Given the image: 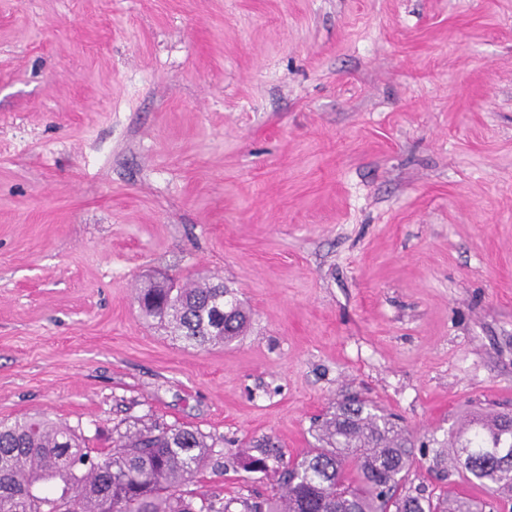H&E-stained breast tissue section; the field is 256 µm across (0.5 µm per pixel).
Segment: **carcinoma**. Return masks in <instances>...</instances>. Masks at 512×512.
<instances>
[{
	"mask_svg": "<svg viewBox=\"0 0 512 512\" xmlns=\"http://www.w3.org/2000/svg\"><path fill=\"white\" fill-rule=\"evenodd\" d=\"M137 302L145 319L191 348L226 345L250 315L224 283L178 288L150 284ZM316 444L298 459L266 439L246 470H281L282 491L256 501L200 498L189 486L212 459L207 436L192 428L145 425L94 452L80 429L49 418L0 421V512H498L512 505V414H473L449 441L442 479L463 475L485 490L477 505L464 496L433 501L406 488L416 464L414 437L397 419L351 397L313 422Z\"/></svg>",
	"mask_w": 512,
	"mask_h": 512,
	"instance_id": "carcinoma-1",
	"label": "carcinoma"
}]
</instances>
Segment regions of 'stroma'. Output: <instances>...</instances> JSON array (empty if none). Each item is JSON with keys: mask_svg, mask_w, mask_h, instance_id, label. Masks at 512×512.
<instances>
[{"mask_svg": "<svg viewBox=\"0 0 512 512\" xmlns=\"http://www.w3.org/2000/svg\"><path fill=\"white\" fill-rule=\"evenodd\" d=\"M196 276L230 345L140 314ZM355 393L484 499L435 453L512 411V0H0V421L195 428L261 500ZM137 302L146 320L166 328L185 347L224 346L242 336L250 321L231 289L204 279L178 288L150 284L140 289Z\"/></svg>", "mask_w": 512, "mask_h": 512, "instance_id": "obj_1", "label": "stroma"}]
</instances>
